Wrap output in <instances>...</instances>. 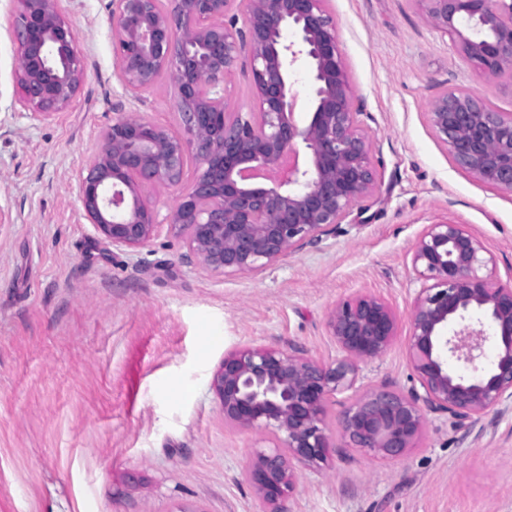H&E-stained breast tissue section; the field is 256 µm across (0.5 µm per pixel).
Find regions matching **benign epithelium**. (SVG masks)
<instances>
[{
    "label": "benign epithelium",
    "instance_id": "benign-epithelium-1",
    "mask_svg": "<svg viewBox=\"0 0 512 512\" xmlns=\"http://www.w3.org/2000/svg\"><path fill=\"white\" fill-rule=\"evenodd\" d=\"M60 2L20 0L11 23L19 49L15 103L35 117L67 108L84 79ZM233 2L112 0L113 59L125 91L135 96L172 78L181 132L117 117L77 181L85 217L112 246L137 249L165 226L207 268L226 276L263 271L286 253L321 242L378 188L326 0H247L242 28L236 18L226 19ZM415 2L475 71L512 78V0ZM244 59L257 92V111L245 116L225 105L226 77ZM297 64L308 68L312 90V112L303 122L289 81ZM429 120L459 168L512 192L511 112L465 90H446ZM192 160L198 172L191 187L160 216L146 189L181 185ZM483 252L460 224H429L421 233L411 258L421 288L406 340L417 385L407 392L384 385L359 397L343 413L345 446L398 458L415 447L429 412L451 417L467 433L508 409L512 287L479 275L491 262ZM486 321L490 336L481 329ZM328 328L341 352L330 363L297 349L243 347L225 354L213 376L224 421L274 438L243 471L261 512H287L297 467L327 463L334 448L327 403L353 388L359 362L388 351L398 318L384 300L360 295L336 304ZM488 342L497 355L487 368Z\"/></svg>",
    "mask_w": 512,
    "mask_h": 512
}]
</instances>
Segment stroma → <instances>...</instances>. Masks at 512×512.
<instances>
[{"mask_svg": "<svg viewBox=\"0 0 512 512\" xmlns=\"http://www.w3.org/2000/svg\"><path fill=\"white\" fill-rule=\"evenodd\" d=\"M369 135L379 188L322 242L259 273L186 260L161 231L145 246L101 239L76 194L83 162L123 113L177 129V87L126 94L112 53V0H62L85 65L72 103L36 119L13 108L19 0H0V512H258L242 472L271 436L224 422L211 379L227 352L300 347L328 363L327 320L368 294L399 318L354 390L330 399L338 449L297 469L287 512H512V414L469 434L430 414L414 448L381 459L341 447L343 412L388 384L408 390L412 250L427 225H464L484 274L512 284V193L461 170L428 114L462 88L512 113V81L479 75L415 0H327Z\"/></svg>", "mask_w": 512, "mask_h": 512, "instance_id": "stroma-1", "label": "stroma"}]
</instances>
